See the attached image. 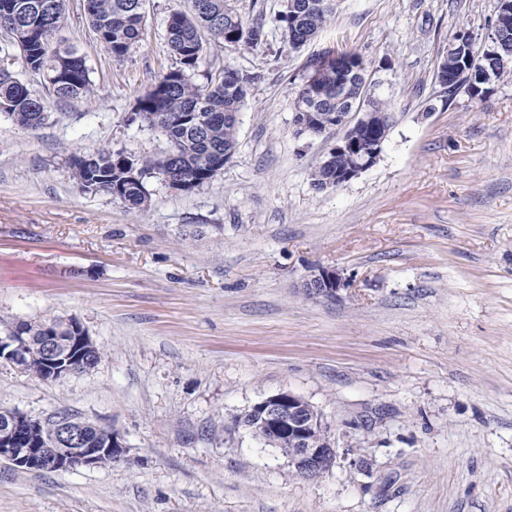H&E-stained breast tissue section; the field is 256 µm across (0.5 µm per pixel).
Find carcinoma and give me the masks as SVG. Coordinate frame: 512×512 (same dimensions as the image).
Masks as SVG:
<instances>
[{
    "instance_id": "carcinoma-1",
    "label": "carcinoma",
    "mask_w": 512,
    "mask_h": 512,
    "mask_svg": "<svg viewBox=\"0 0 512 512\" xmlns=\"http://www.w3.org/2000/svg\"><path fill=\"white\" fill-rule=\"evenodd\" d=\"M54 13L34 35L16 45L27 64L46 74L55 98L70 102L94 94L86 58L77 47L58 38L67 13L68 0H54ZM88 23L104 52L120 60L139 46L145 30V0H83ZM336 7L316 8L312 29L318 32L335 15ZM232 46L256 47L262 43V18L247 24L235 12L230 0H192V10L175 13L166 28L169 48L179 66L161 78L137 100L135 114L142 122L160 127L169 149L159 156L136 160L135 171L123 167L122 155L99 148L74 162L79 187L95 194L109 195L132 209H144L149 194L143 183L146 174L174 178L189 191L211 180L224 165V151L235 148L236 131L224 124V113L239 110L246 92V80L219 76L205 85L192 74L203 52L202 34ZM0 110L22 127H37L45 120L46 104L21 83L0 80ZM62 319L27 323L24 372L44 377V353L39 336L43 327L61 328ZM93 447L102 448L112 428L83 423Z\"/></svg>"
}]
</instances>
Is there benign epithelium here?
<instances>
[{
	"label": "benign epithelium",
	"mask_w": 512,
	"mask_h": 512,
	"mask_svg": "<svg viewBox=\"0 0 512 512\" xmlns=\"http://www.w3.org/2000/svg\"><path fill=\"white\" fill-rule=\"evenodd\" d=\"M288 40L300 44L299 33L304 31V16L296 11L293 0L287 2ZM55 3L42 0L28 8L14 9L23 14L20 33L33 34L36 22L44 18ZM512 63V0H497L496 18L490 42L476 47L473 35L458 31L448 43L445 59L439 65V83L452 84L466 90L496 80L499 71ZM362 65L351 63L347 51L332 52L319 58L301 85L294 107V122L300 134L319 136L332 128L345 132L329 148L317 166L329 170L334 161L346 160L336 169V179L330 184L338 188L372 168L380 158L388 138L393 116L368 107L371 94ZM336 96V111L319 115L315 106L327 97ZM312 296L333 297L342 285V278L334 270H321L306 282ZM67 336H58V330H46L41 342L45 357L46 379L58 380L74 373L86 355L94 349L95 341L76 320L67 322ZM26 337V323H17L8 335L0 336V361L22 370L25 360L19 348ZM244 427L277 444L288 441L281 452L288 458L296 473L306 479H315L335 463L336 448L329 438H317L326 433V427L314 408L304 399L290 392L270 395L256 403L239 417ZM43 420L25 413L12 411L0 420V460L21 471L38 470L66 472L79 467L103 468L129 460L128 448L117 434H112L106 447L92 448L83 431L69 422L59 424L52 439L42 434Z\"/></svg>",
	"instance_id": "7a95c632"
}]
</instances>
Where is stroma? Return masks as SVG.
I'll return each instance as SVG.
<instances>
[{
  "mask_svg": "<svg viewBox=\"0 0 512 512\" xmlns=\"http://www.w3.org/2000/svg\"><path fill=\"white\" fill-rule=\"evenodd\" d=\"M232 5L262 18V43L205 39L193 79L248 77L236 152L190 191L146 176L144 211L82 191L73 162L167 151L130 116L175 67L167 23L191 0H148L120 61L69 0L62 34L90 97L57 101L23 58L8 65L47 110L33 128L0 112V336L74 318L103 355L55 382L0 362V408L112 428L131 461H0V512H512V75L476 97L436 80L458 30L487 40L496 0H340L296 50L283 0ZM336 49L361 55L393 125L375 166L318 192L340 133L298 134L294 95ZM320 269L341 274L335 297L305 294ZM279 392L309 402L336 448L317 479L237 422Z\"/></svg>",
  "mask_w": 512,
  "mask_h": 512,
  "instance_id": "obj_1",
  "label": "stroma"
}]
</instances>
